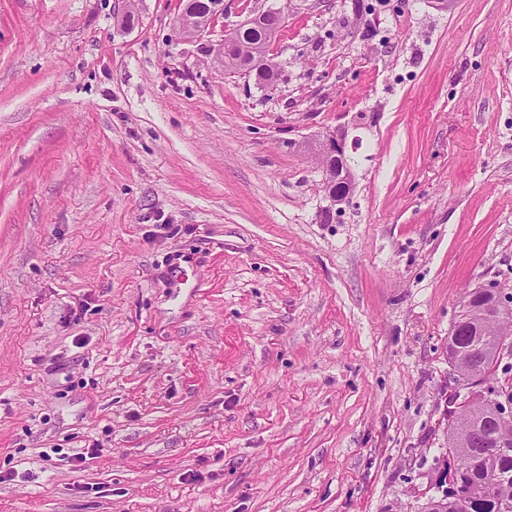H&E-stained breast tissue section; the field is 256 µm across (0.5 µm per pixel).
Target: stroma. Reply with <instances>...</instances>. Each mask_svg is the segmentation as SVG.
I'll use <instances>...</instances> for the list:
<instances>
[{
    "label": "stroma",
    "mask_w": 512,
    "mask_h": 512,
    "mask_svg": "<svg viewBox=\"0 0 512 512\" xmlns=\"http://www.w3.org/2000/svg\"><path fill=\"white\" fill-rule=\"evenodd\" d=\"M270 6L265 86L212 50ZM182 8L0 0V512H419L512 287V0ZM220 0H206L205 9L200 11H184L176 24V31L182 35H193L202 31L210 18L216 13ZM346 139L345 130L335 129L315 143L314 155L320 159L326 173L324 190L329 205L324 209L323 218L327 222L340 211L341 204L347 200L354 181V174L346 162ZM339 183L343 188L336 190Z\"/></svg>",
    "instance_id": "stroma-1"
}]
</instances>
